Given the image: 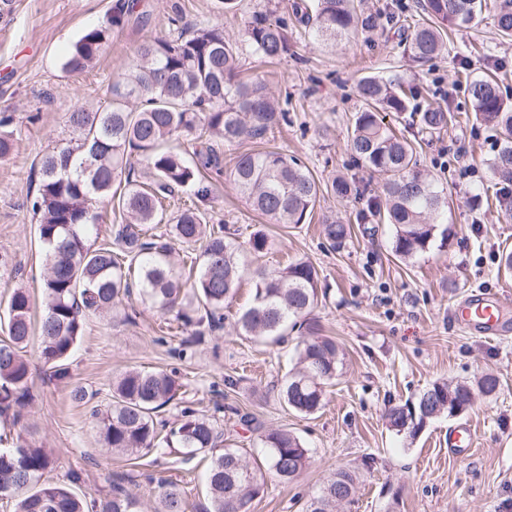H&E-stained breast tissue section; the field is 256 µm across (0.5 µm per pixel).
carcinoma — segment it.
I'll list each match as a JSON object with an SVG mask.
<instances>
[{"mask_svg": "<svg viewBox=\"0 0 512 512\" xmlns=\"http://www.w3.org/2000/svg\"><path fill=\"white\" fill-rule=\"evenodd\" d=\"M429 21L405 37L412 58L430 61L447 47V31L469 25L482 11V0H420ZM296 21L317 42L344 38L377 27L374 15L354 0H305L291 5ZM126 13L106 15L103 24L86 31L72 46L63 69L84 71L102 55L110 32L121 28ZM495 26L503 39L512 38V0H500ZM244 40L264 60L288 52V21H272L263 12L246 22ZM111 102L103 111L78 108L66 117L73 137L46 154L40 163L37 193L31 210L45 252L42 282L44 309L32 320L28 289H14L8 301L7 336L0 340V415L12 413V423L22 419L29 393L30 366L27 347L40 341V356L55 368L59 379L67 376L66 362L79 341L88 313L107 314L120 298L137 294L149 307L169 313L185 325L215 331L223 327L224 306L235 297L247 270L245 254L258 256L269 248L268 236L257 231L241 245L227 235L223 224H208L199 203L211 195L206 177L221 171L217 142L234 145L243 140L263 141L280 122L288 121L265 81L239 79V54L224 38V29L202 26L180 30L141 44L127 69L108 88ZM475 119L498 134L499 149L490 163L495 184L504 192L499 207L512 218V102L504 99L497 80L483 76L470 82ZM361 107L352 116L348 147L361 169L384 176L380 193L343 176L321 185L298 158L275 150H253L235 158L230 179L253 209L273 224L296 227L311 220L320 194L340 200L366 202L376 224L391 228V252L406 262L426 252L435 242L445 246L451 235L436 217L447 203L431 174L421 166L407 138L385 122L383 113L408 110L417 92L400 81L368 76L358 84ZM422 134L433 135L455 119L447 104L419 107L411 115ZM13 117L0 116V158L13 149V133L3 128ZM203 137L208 141L192 151L187 161L171 142ZM141 164L150 174L146 185L136 176ZM124 182L119 201L121 223L113 238L99 246L89 243L99 233L100 204L112 185ZM151 224H166L161 234L149 232ZM323 235L334 249L352 238L351 226L340 220L323 225ZM198 247L196 274L185 286L176 269L173 242ZM250 305L238 313V335L267 344H279L288 330L299 333L295 369L279 385L283 403L291 410L312 415L324 405L327 387L339 375L342 353L312 313L325 292L318 269L308 260L295 259L268 272L252 273ZM499 387L496 375L486 372L474 381L436 380L415 400L390 408L389 426L411 440L417 432L405 426L408 416L417 423L451 416L450 404L468 396H491ZM180 389L176 369H130L112 382L111 400L104 409L92 404L97 393L81 386L71 390L77 403L91 406L102 446L114 454L164 455L172 448L192 457L210 455L207 472L209 506L205 512H248L250 503L264 492L265 473L250 465L237 448L224 447L220 418L208 417L186 406L173 423L157 419ZM237 423L260 433L267 448V471L282 482L301 476L312 464V454L302 440L286 429H266L250 413L231 409ZM10 435H0V486L12 489L14 512H143L139 500L120 480L111 482L103 498L79 495L71 485L80 482L75 471L68 482L42 480L53 464L44 448L9 445ZM355 473L339 470L320 488L307 512H336L355 490ZM155 512H183L177 484L157 481Z\"/></svg>", "mask_w": 512, "mask_h": 512, "instance_id": "cac0c4a2", "label": "carcinoma"}]
</instances>
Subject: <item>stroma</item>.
Segmentation results:
<instances>
[{
    "mask_svg": "<svg viewBox=\"0 0 512 512\" xmlns=\"http://www.w3.org/2000/svg\"><path fill=\"white\" fill-rule=\"evenodd\" d=\"M500 0H484L477 19L448 37V52L428 64L413 61L387 23L403 7L405 26L426 22L417 0H362L378 26L328 44L311 42L303 27L290 37L280 61L257 58L243 41L246 21L255 12L291 16L292 0H240L225 10L223 0H12L0 21V114L13 115L14 149L0 159V316L15 286L27 288L34 315H41L44 254L32 220L41 158L70 139L65 115L80 107L105 108L108 87L143 42L168 33L174 7L184 10L187 27L220 26L238 46L243 80L264 77L272 94L288 109L286 125L268 136L269 147L301 157L314 176L328 181L342 172L371 189L382 179L354 166L347 149L348 120L360 106L357 86L364 76L431 88V103L451 100L456 124L433 137H418L413 124L401 125L408 138H420L422 166L453 199L439 217L452 230L445 247H432L408 262L391 253L388 226L372 228L360 219L362 202L321 196L311 223L282 228L257 216L227 175L250 143L222 146L224 175L213 176L204 209L211 223L225 224L247 241L265 230L271 246L249 268L273 271L305 257L318 268L325 302L317 309L328 335L343 353V374L328 387L317 413L289 411L276 384L295 366L292 343L267 347L236 336L232 327L193 337V355L174 358L189 329L173 315L123 299L107 316H88L69 359V375L57 379L40 358L37 344L27 357L32 401L23 410L22 443L52 449L46 477L82 476L83 492L109 489L108 477L128 476V489L145 512L157 506L155 481L177 483L185 512H204L208 504L202 473L207 461L172 455L161 461L116 456L102 447L88 406L70 396L74 386L96 391L107 401L110 385L130 368L179 367L187 400L203 414L231 405L254 414L267 428L299 435L314 462L298 480H269L249 512H304L308 502L336 470L355 471L349 501L337 512H512V335L488 338L458 329L451 318L457 301L473 291L501 297L512 319V276L498 273L502 251L512 250V221L499 218L492 175L486 161L498 149L495 133L472 114L471 80L496 72L512 100V41L502 39L494 16ZM129 7L125 25L114 30L97 64L82 73L63 70L75 41L100 24L107 13ZM351 221L354 234L332 250L321 233L324 219ZM500 378L498 393L477 398L464 420L476 426L475 449L465 460L448 454L454 420L430 421L409 441L389 428L388 407L415 399L439 379L465 381L484 369Z\"/></svg>",
    "mask_w": 512,
    "mask_h": 512,
    "instance_id": "1",
    "label": "stroma"
}]
</instances>
